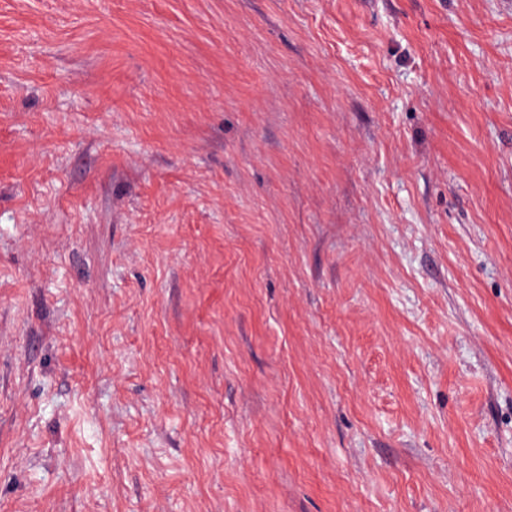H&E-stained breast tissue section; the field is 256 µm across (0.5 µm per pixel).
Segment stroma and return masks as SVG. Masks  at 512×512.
<instances>
[{
    "mask_svg": "<svg viewBox=\"0 0 512 512\" xmlns=\"http://www.w3.org/2000/svg\"><path fill=\"white\" fill-rule=\"evenodd\" d=\"M0 512H512V0H0Z\"/></svg>",
    "mask_w": 512,
    "mask_h": 512,
    "instance_id": "1",
    "label": "stroma"
}]
</instances>
